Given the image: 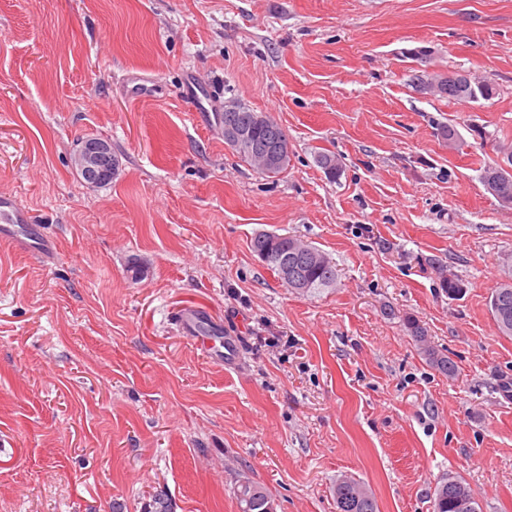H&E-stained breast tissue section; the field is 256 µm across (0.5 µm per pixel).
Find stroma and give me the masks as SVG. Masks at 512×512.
Segmentation results:
<instances>
[{
    "label": "stroma",
    "mask_w": 512,
    "mask_h": 512,
    "mask_svg": "<svg viewBox=\"0 0 512 512\" xmlns=\"http://www.w3.org/2000/svg\"><path fill=\"white\" fill-rule=\"evenodd\" d=\"M421 67L497 94H420ZM230 98L281 124L287 170L225 144ZM90 137L108 184L74 166ZM510 142L512 0H0V191L56 243L0 241V512H144L160 489L238 512L245 478L276 512H336L345 475L380 512H432L449 476L512 512V338L489 307L512 208L480 181ZM263 231L329 254L335 284L287 288ZM190 306L238 337L234 365L179 331ZM110 151L109 146L100 140H94L90 141L87 144H85L82 148V155L85 160L86 164H89L95 159L96 157H99L100 155L107 154V152ZM80 173L82 177L92 183H100V180H98V173L101 169H112L114 170V160L112 159V153L107 154V157H105L99 164H96L94 169L86 168L83 165H80L78 163ZM112 170L106 174L107 178L111 176Z\"/></svg>",
    "instance_id": "1"
}]
</instances>
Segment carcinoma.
Here are the masks:
<instances>
[{"label": "carcinoma", "mask_w": 512, "mask_h": 512, "mask_svg": "<svg viewBox=\"0 0 512 512\" xmlns=\"http://www.w3.org/2000/svg\"><path fill=\"white\" fill-rule=\"evenodd\" d=\"M410 82L422 92L424 85L433 88L430 96L450 102L490 100L497 94L496 86L488 81L470 79L465 74L453 84H448L447 74L420 69L411 74ZM224 125L234 128V139L225 141L238 157L256 173L272 177L288 168V165H265L259 152H274L288 142L284 129L268 113L256 112L247 104L231 99L224 102ZM317 163L331 177L341 171L339 159L322 153ZM115 163L112 154H107L95 168L79 166L82 177L92 183L98 182L101 169H112ZM481 181L485 189L506 204H512V176L499 163L488 164L482 169ZM302 241L287 235L259 233L252 241L253 251L267 266L282 275L288 270V284L299 286L303 293L318 288H327L336 282V265L319 248L307 244L300 249ZM490 311L499 334L512 337V269L503 271V277L494 289L490 300ZM336 512H379L372 492L360 481L345 477L336 481L333 489ZM239 512H274L271 492L263 485L242 480L234 490ZM148 512H173L171 500L163 491L151 495ZM433 512H478V502L470 487L462 480H443L434 490Z\"/></svg>", "instance_id": "carcinoma-1"}]
</instances>
